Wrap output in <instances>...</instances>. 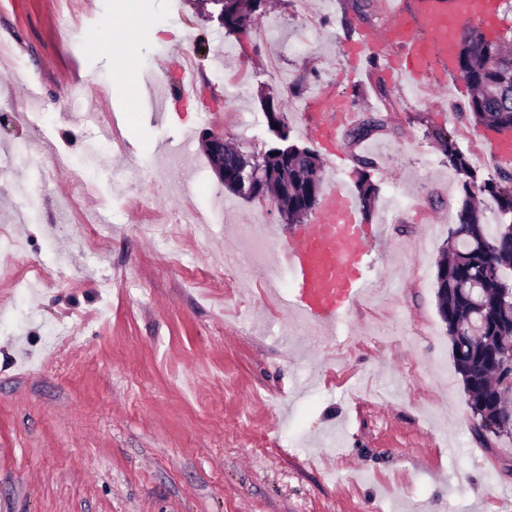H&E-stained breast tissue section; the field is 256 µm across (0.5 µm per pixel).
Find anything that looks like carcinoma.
I'll return each instance as SVG.
<instances>
[{
	"label": "carcinoma",
	"instance_id": "carcinoma-1",
	"mask_svg": "<svg viewBox=\"0 0 512 512\" xmlns=\"http://www.w3.org/2000/svg\"><path fill=\"white\" fill-rule=\"evenodd\" d=\"M266 11L260 0L253 8L241 0H224V28L245 34L252 19ZM454 61L460 78L471 88L465 106L470 119L496 134L512 133V51L500 41L486 39L478 29L466 30L455 48ZM388 119L371 115L351 132L364 140L387 127ZM272 147L265 155L239 146L224 148V188L239 194L235 172L242 166L264 168L259 184L273 204L285 202L288 223H299L319 204L323 166L317 152L288 143ZM448 167L459 177L463 196L453 225L448 228L445 256L437 265V308L452 344L455 369L461 376L475 422L473 432L483 438L512 437V396L499 388L502 361L512 349V171L484 177L472 166L455 137L444 130L433 133ZM288 151L278 162L264 156ZM288 183V196L280 187ZM364 210L373 208L377 188L368 174L358 186ZM497 214L494 224L485 213Z\"/></svg>",
	"mask_w": 512,
	"mask_h": 512
}]
</instances>
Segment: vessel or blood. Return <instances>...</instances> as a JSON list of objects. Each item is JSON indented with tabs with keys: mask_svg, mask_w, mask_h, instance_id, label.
Returning a JSON list of instances; mask_svg holds the SVG:
<instances>
[{
	"mask_svg": "<svg viewBox=\"0 0 512 512\" xmlns=\"http://www.w3.org/2000/svg\"><path fill=\"white\" fill-rule=\"evenodd\" d=\"M391 19L380 37H367L365 47L381 54L398 47L399 56L386 60L416 83H434L446 76L448 61L462 25L492 23L501 0H392ZM352 105L342 104L326 121L309 126L308 132L327 144H335L342 125L354 117ZM369 256L367 232L357 205L346 188L330 183L315 223L306 225L276 246V266L289 271L295 288L287 305L320 320L328 337L336 335V321L350 309L362 291V271Z\"/></svg>",
	"mask_w": 512,
	"mask_h": 512,
	"instance_id": "vessel-or-blood-1",
	"label": "vessel or blood"
}]
</instances>
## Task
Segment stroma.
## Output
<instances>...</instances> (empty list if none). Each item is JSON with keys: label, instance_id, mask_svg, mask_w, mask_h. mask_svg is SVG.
Segmentation results:
<instances>
[{"label": "stroma", "instance_id": "obj_1", "mask_svg": "<svg viewBox=\"0 0 512 512\" xmlns=\"http://www.w3.org/2000/svg\"><path fill=\"white\" fill-rule=\"evenodd\" d=\"M62 9H0V512H512V438L474 436L436 301L462 196L430 133L486 153L490 135L348 53L358 27L381 28L382 0L362 16L350 0H270L242 39L204 0H85L64 39ZM184 60L196 87L156 117L148 101ZM320 90L356 121L389 118L318 150L325 179L353 191L369 175L360 221L381 229L331 341L262 290L268 259L241 254L239 225L263 223L272 244L293 225L226 192L201 140L220 129L266 151L271 96L290 141L311 145L303 107ZM48 147L85 175L45 180ZM162 155L164 175L136 178Z\"/></svg>", "mask_w": 512, "mask_h": 512}]
</instances>
